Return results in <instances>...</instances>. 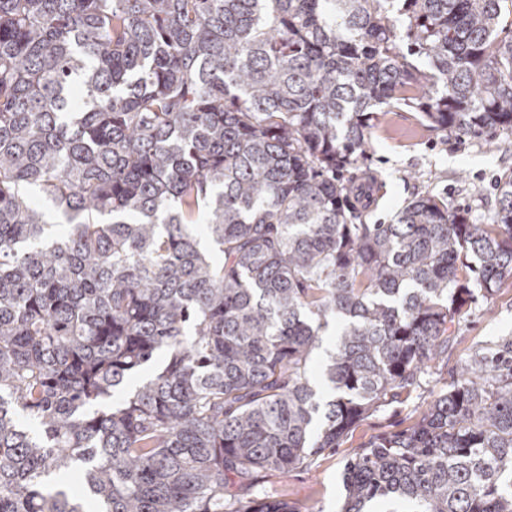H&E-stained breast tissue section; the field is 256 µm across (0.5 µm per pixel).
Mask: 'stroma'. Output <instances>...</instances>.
<instances>
[{"mask_svg": "<svg viewBox=\"0 0 512 512\" xmlns=\"http://www.w3.org/2000/svg\"><path fill=\"white\" fill-rule=\"evenodd\" d=\"M369 167L381 188L361 208L367 224H391L409 201L422 195L444 200L478 224L492 223L500 181L512 175V133L453 135L422 123L413 109L376 108L370 130ZM454 341L443 361L400 401L381 406L357 423L340 445L285 475L263 478L257 497L282 499L297 512H340L346 461L375 437L417 422L477 349L512 336V279L488 300L476 299L456 317Z\"/></svg>", "mask_w": 512, "mask_h": 512, "instance_id": "obj_1", "label": "stroma"}]
</instances>
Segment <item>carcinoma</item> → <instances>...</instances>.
<instances>
[{
  "label": "carcinoma",
  "mask_w": 512,
  "mask_h": 512,
  "mask_svg": "<svg viewBox=\"0 0 512 512\" xmlns=\"http://www.w3.org/2000/svg\"><path fill=\"white\" fill-rule=\"evenodd\" d=\"M404 2L400 33L393 0H0V512H297L253 488L410 391L512 277V175L492 224L351 201L374 106L512 130L508 0ZM343 483L344 512H512V336Z\"/></svg>",
  "instance_id": "cac0c4a2"
}]
</instances>
